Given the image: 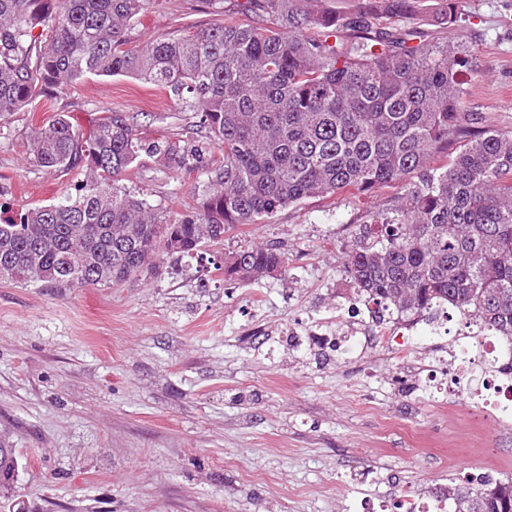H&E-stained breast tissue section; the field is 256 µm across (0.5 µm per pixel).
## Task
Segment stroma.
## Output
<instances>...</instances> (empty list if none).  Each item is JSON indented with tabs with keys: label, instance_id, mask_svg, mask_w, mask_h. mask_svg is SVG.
Here are the masks:
<instances>
[{
	"label": "stroma",
	"instance_id": "obj_1",
	"mask_svg": "<svg viewBox=\"0 0 512 512\" xmlns=\"http://www.w3.org/2000/svg\"><path fill=\"white\" fill-rule=\"evenodd\" d=\"M142 13L145 40L216 19L204 0ZM456 34L474 64L467 99L512 128V0H460ZM184 134L160 87L88 76L0 120V210L50 203L70 176L29 164L25 145L56 114L90 129L108 111ZM127 183L179 207L192 178L147 161ZM367 199L342 195L240 225L204 260L162 256L106 288L0 280V435L30 460L14 484L30 512H400L415 489L496 465L512 476V417L454 385L461 328L442 312L395 324L344 353L308 330L349 305L343 251ZM284 249L285 270L225 281L214 263L241 242Z\"/></svg>",
	"mask_w": 512,
	"mask_h": 512
}]
</instances>
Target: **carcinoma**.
I'll list each match as a JSON object with an SVG mask.
<instances>
[{
	"label": "carcinoma",
	"mask_w": 512,
	"mask_h": 512,
	"mask_svg": "<svg viewBox=\"0 0 512 512\" xmlns=\"http://www.w3.org/2000/svg\"><path fill=\"white\" fill-rule=\"evenodd\" d=\"M423 0H239L193 33L141 42L157 0H0V119L87 75L167 90L201 138L145 136L108 112L89 131L58 114L34 132L31 164L81 170L49 204L0 221V280L44 288L120 285L175 253L195 257L240 224L308 199L398 189L366 212L344 271L376 323L442 307L512 361V130L486 123L462 89L464 42L428 44L404 22ZM457 25V0H434ZM150 159L196 173L180 211L125 183ZM275 244L224 254V278L255 283L285 268ZM22 465L0 450V491ZM450 512H512V477L448 487Z\"/></svg>",
	"instance_id": "obj_1"
}]
</instances>
